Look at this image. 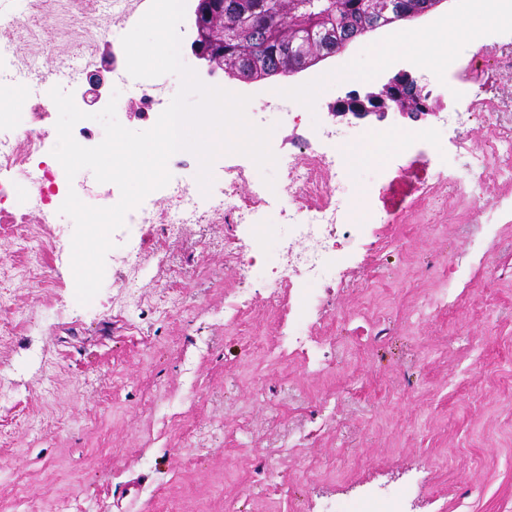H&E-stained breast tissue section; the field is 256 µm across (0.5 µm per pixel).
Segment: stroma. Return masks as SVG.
Segmentation results:
<instances>
[{"instance_id": "obj_1", "label": "stroma", "mask_w": 512, "mask_h": 512, "mask_svg": "<svg viewBox=\"0 0 512 512\" xmlns=\"http://www.w3.org/2000/svg\"><path fill=\"white\" fill-rule=\"evenodd\" d=\"M137 12L136 0H46L0 39L33 75L66 61L103 74L111 92L108 56L123 48L108 31L132 29ZM380 37L254 84L208 73L183 51L205 84L263 108L276 157L337 155L349 192L334 279L294 280L276 300L265 279L238 280L237 240L250 239L246 259L268 269L302 268L324 244L258 235V224L281 221L277 168L257 225L151 231L139 268L106 260L83 306L72 219L56 197L17 191L32 240L13 249L0 296V376L13 382L0 398V512H328L370 492L404 496L407 512H512V185L487 170L483 199L464 205L447 186L468 177L450 136L480 142L512 125L469 109L511 107L512 74L496 70L491 38L473 37L457 42L466 81L402 58L376 80L339 79L368 66ZM402 70L430 92L435 114L331 116ZM286 81L307 88L289 114L269 103ZM0 107L53 150L56 115L34 120L6 83ZM489 203L508 213L495 231L477 221ZM298 327L304 347L286 350Z\"/></svg>"}]
</instances>
